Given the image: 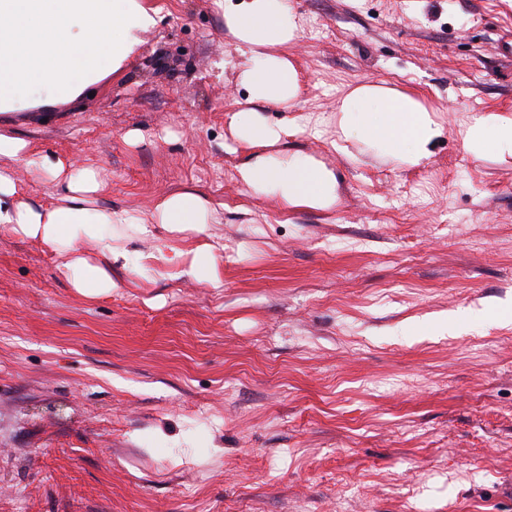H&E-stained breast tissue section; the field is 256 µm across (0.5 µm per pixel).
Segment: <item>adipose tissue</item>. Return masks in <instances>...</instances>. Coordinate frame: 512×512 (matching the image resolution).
<instances>
[{"instance_id": "obj_1", "label": "adipose tissue", "mask_w": 512, "mask_h": 512, "mask_svg": "<svg viewBox=\"0 0 512 512\" xmlns=\"http://www.w3.org/2000/svg\"><path fill=\"white\" fill-rule=\"evenodd\" d=\"M224 26L241 61L237 79L249 108L228 115L234 137L252 148L238 169L253 194L275 198L289 211L327 212L339 201L336 172L311 155L284 156L273 150L299 119L270 124L258 107L291 105L301 94L298 69L290 53L301 29L288 0H220ZM160 10L147 0H0V113L51 110L81 98L89 88L119 72L154 29ZM341 138L365 145L369 154L394 158L414 168L431 155L443 128L412 92L383 83L354 87L337 108ZM465 148L475 156L512 157V114L483 112L468 123ZM27 144L0 133V227L36 240L52 250L57 272L86 297L111 292L115 267L125 266L129 246L165 230L166 251L140 253L141 269L162 264L170 279L192 278L222 284L219 245L202 238L218 212L194 188H180L159 198L149 218L128 210L101 207V184L92 167L76 166L56 156L26 158ZM26 163L33 173L65 178L55 206L23 200L7 166ZM99 254L91 259L86 243Z\"/></svg>"}]
</instances>
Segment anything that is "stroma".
I'll list each match as a JSON object with an SVG mask.
<instances>
[{
	"label": "stroma",
	"instance_id": "35a3bbf8",
	"mask_svg": "<svg viewBox=\"0 0 512 512\" xmlns=\"http://www.w3.org/2000/svg\"><path fill=\"white\" fill-rule=\"evenodd\" d=\"M157 2L119 73L0 133L98 166L116 209L201 190L224 285L116 268L87 298L0 227V512H512V158L462 143L512 111V0H292L312 124L276 149L335 168L328 213L239 181L223 12ZM370 81L442 125L422 167L332 148Z\"/></svg>",
	"mask_w": 512,
	"mask_h": 512
}]
</instances>
